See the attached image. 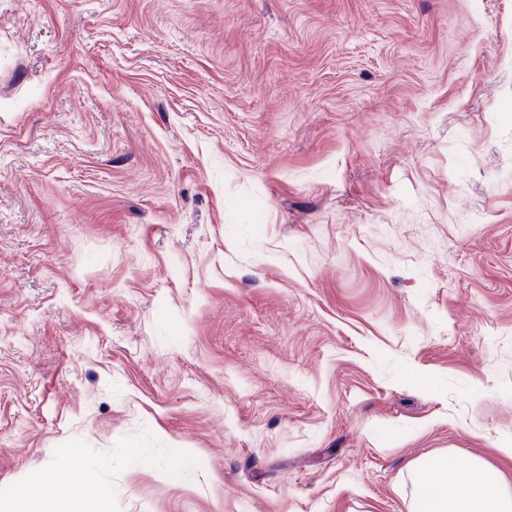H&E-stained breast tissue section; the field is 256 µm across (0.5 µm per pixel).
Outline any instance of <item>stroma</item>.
I'll list each match as a JSON object with an SVG mask.
<instances>
[{"label": "stroma", "instance_id": "stroma-1", "mask_svg": "<svg viewBox=\"0 0 512 512\" xmlns=\"http://www.w3.org/2000/svg\"><path fill=\"white\" fill-rule=\"evenodd\" d=\"M504 448L512 0H0V504L415 512ZM70 468L73 474L70 484L58 481L54 467L43 470L41 484L57 487L52 504L44 500L38 486H25L17 489L13 500L20 510L3 512H110V491L95 479L83 460L72 458Z\"/></svg>", "mask_w": 512, "mask_h": 512}]
</instances>
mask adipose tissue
Here are the masks:
<instances>
[{"label": "adipose tissue", "mask_w": 512, "mask_h": 512, "mask_svg": "<svg viewBox=\"0 0 512 512\" xmlns=\"http://www.w3.org/2000/svg\"><path fill=\"white\" fill-rule=\"evenodd\" d=\"M71 483L59 482L54 467H46L41 484L56 486L53 502H46L40 486L17 489L14 501L19 512H110L111 495L99 483L81 458L70 461ZM415 474L421 475L432 494L421 498L419 512H512V484L505 474L481 458L455 466L444 458L413 462Z\"/></svg>", "instance_id": "obj_1"}]
</instances>
